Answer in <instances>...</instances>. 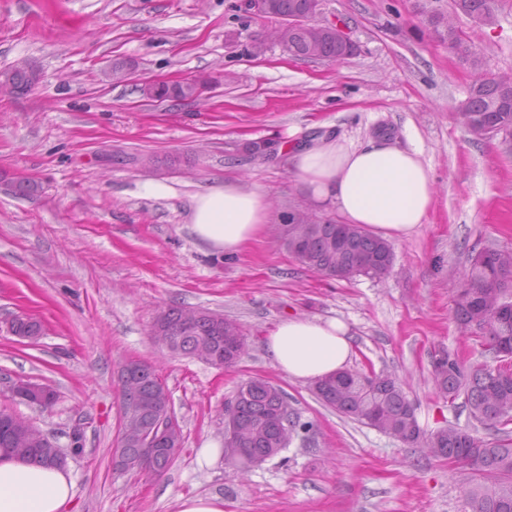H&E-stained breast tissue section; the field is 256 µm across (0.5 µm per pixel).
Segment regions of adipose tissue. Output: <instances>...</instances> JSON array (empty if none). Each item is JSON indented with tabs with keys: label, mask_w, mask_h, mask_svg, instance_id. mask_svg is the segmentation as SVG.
<instances>
[{
	"label": "adipose tissue",
	"mask_w": 512,
	"mask_h": 512,
	"mask_svg": "<svg viewBox=\"0 0 512 512\" xmlns=\"http://www.w3.org/2000/svg\"><path fill=\"white\" fill-rule=\"evenodd\" d=\"M288 159L313 205L336 208L347 223L383 238L409 235L427 222L434 205L430 170L415 148L322 136L290 151ZM188 220L202 242L236 254L265 233L268 207L258 190L226 183L194 195ZM265 344L273 363L304 383L345 369L353 355L349 329L336 318L284 320ZM72 497L67 468L0 451V512H68Z\"/></svg>",
	"instance_id": "obj_1"
}]
</instances>
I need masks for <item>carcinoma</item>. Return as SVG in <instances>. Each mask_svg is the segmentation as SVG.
Listing matches in <instances>:
<instances>
[{
    "mask_svg": "<svg viewBox=\"0 0 512 512\" xmlns=\"http://www.w3.org/2000/svg\"><path fill=\"white\" fill-rule=\"evenodd\" d=\"M456 10L489 22L493 18L491 0H454ZM319 0H273L272 16L309 19L315 15ZM437 35L471 65H479L456 28L443 16L431 18ZM288 54L314 60H339L353 53L332 33L319 32L308 23L288 29L285 34ZM13 90L23 93L34 83V75L25 66L5 74ZM201 85L183 81L173 85L148 87L147 95L158 100L194 99ZM459 112L468 131L478 140H487L483 132L492 126L496 133L512 134V74L483 75L469 88L460 102ZM284 241L288 251L304 267L329 279L350 280L357 276L379 279L391 269L392 246L356 224L313 221L305 216L293 218L286 225ZM512 300V251L484 247L470 260L464 282L455 295L454 314L463 326H474L481 333L485 351L492 360L501 356L504 345L512 346V310L501 312L498 303ZM13 328L19 336L41 334V325L26 316L14 318ZM152 336L155 342L173 353L194 357L214 364V358L229 366L227 344L244 350L246 342L240 327L220 313L191 311L168 306L154 317ZM446 360L432 364V378L445 396H465L473 419L488 431L491 438L477 435V430L463 431L448 425L425 434L416 417V408L408 399L399 380L374 371L345 370L314 383L317 398L327 407L369 425L402 443L427 449L436 459L453 458L468 467L474 487L468 492L471 512H512V364L468 367L446 349ZM152 365L137 361L125 381L120 383L123 418H132L143 431L152 429L159 412L170 407L168 389L156 381ZM283 412L292 429L309 430L288 407L282 390L261 378L241 383L235 395L232 420L242 428L238 436L237 467L243 471L258 467L286 449L282 424L273 419ZM182 430L170 434L162 450L150 459L145 471L155 475L166 472L183 446ZM0 448L37 462L60 464L61 448L30 422L12 421L10 412L0 410Z\"/></svg>",
    "mask_w": 512,
    "mask_h": 512,
    "instance_id": "carcinoma-1",
    "label": "carcinoma"
}]
</instances>
